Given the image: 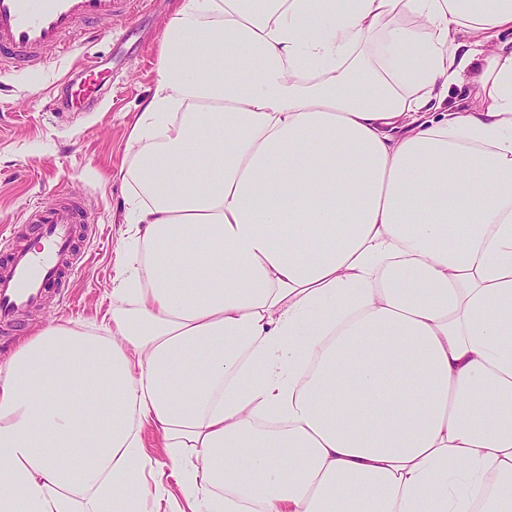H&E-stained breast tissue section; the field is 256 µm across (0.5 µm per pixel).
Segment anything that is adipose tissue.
Returning <instances> with one entry per match:
<instances>
[{"label":"adipose tissue","instance_id":"ef3b65f1","mask_svg":"<svg viewBox=\"0 0 512 512\" xmlns=\"http://www.w3.org/2000/svg\"><path fill=\"white\" fill-rule=\"evenodd\" d=\"M510 32L180 0L112 307L0 361V512H512Z\"/></svg>","mask_w":512,"mask_h":512}]
</instances>
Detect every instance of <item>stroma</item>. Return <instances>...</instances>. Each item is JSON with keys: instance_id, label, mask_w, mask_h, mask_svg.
Returning <instances> with one entry per match:
<instances>
[{"instance_id": "obj_1", "label": "stroma", "mask_w": 512, "mask_h": 512, "mask_svg": "<svg viewBox=\"0 0 512 512\" xmlns=\"http://www.w3.org/2000/svg\"><path fill=\"white\" fill-rule=\"evenodd\" d=\"M178 0H147L123 42L101 40L81 55L0 77V234L23 225L32 204L51 202L56 190L86 197L92 237L73 294L25 323L34 335L51 320L100 322L112 301L116 253L122 245L124 200L130 188L117 176L127 162L128 134L156 81L160 31ZM110 59L112 93L77 115L51 117L48 104L68 73L90 56Z\"/></svg>"}]
</instances>
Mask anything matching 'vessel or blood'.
I'll use <instances>...</instances> for the list:
<instances>
[{
	"label": "vessel or blood",
	"mask_w": 512,
	"mask_h": 512,
	"mask_svg": "<svg viewBox=\"0 0 512 512\" xmlns=\"http://www.w3.org/2000/svg\"><path fill=\"white\" fill-rule=\"evenodd\" d=\"M133 6L134 0H0V75L74 55L87 34L125 38L122 22ZM111 90L88 66L65 84L54 106L82 112ZM87 212L85 201L60 190L48 205L30 209L25 232L33 243L0 238V330H20L32 311L69 292L92 236Z\"/></svg>",
	"instance_id": "1"
}]
</instances>
